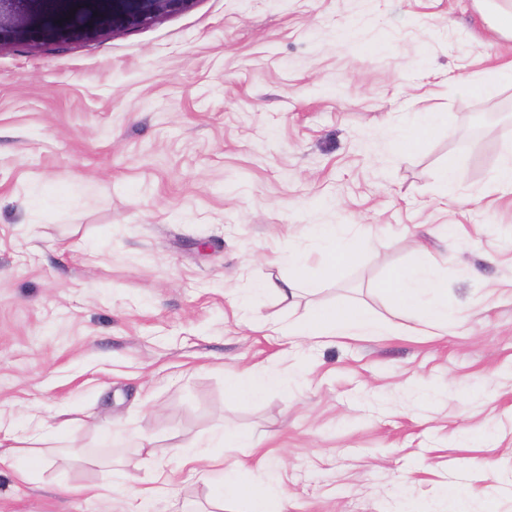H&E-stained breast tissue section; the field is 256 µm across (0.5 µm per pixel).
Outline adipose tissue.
I'll list each match as a JSON object with an SVG mask.
<instances>
[{"instance_id":"adipose-tissue-1","label":"adipose tissue","mask_w":512,"mask_h":512,"mask_svg":"<svg viewBox=\"0 0 512 512\" xmlns=\"http://www.w3.org/2000/svg\"><path fill=\"white\" fill-rule=\"evenodd\" d=\"M366 239L365 231H351L343 224L316 226L311 240L321 261L323 278L334 279L338 265L354 263ZM383 292L403 317L436 330L438 335H446L449 327L463 320L461 311L448 306L446 285L428 275L424 262L395 271ZM258 328L269 336L287 334L298 339H311L377 335L385 326L363 305L349 302L338 306H312L304 318L285 328L269 322L259 323ZM279 383V377L268 372H232L226 377L225 390L233 399L250 400ZM251 475V468L242 462L226 473L223 485L212 495L213 512H223L224 503L229 499L244 500V512H286L284 501L273 492L271 483H256L251 489H244V481Z\"/></svg>"}]
</instances>
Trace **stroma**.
I'll use <instances>...</instances> for the list:
<instances>
[{"label":"stroma","mask_w":512,"mask_h":512,"mask_svg":"<svg viewBox=\"0 0 512 512\" xmlns=\"http://www.w3.org/2000/svg\"><path fill=\"white\" fill-rule=\"evenodd\" d=\"M510 60L475 0H195L1 37L0 423L54 463L0 467V512H205L238 462L287 512H512V84L460 87ZM419 112L444 122L403 150ZM318 224L370 226L357 263L294 304L253 292ZM420 245L465 314L445 336L393 334L379 289ZM245 295L282 326L356 299L390 330L299 347ZM249 368L284 387L228 397ZM190 443L216 473L179 466ZM158 464L178 499H137Z\"/></svg>","instance_id":"obj_1"}]
</instances>
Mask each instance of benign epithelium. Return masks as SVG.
Instances as JSON below:
<instances>
[{"instance_id": "7a95c632", "label": "benign epithelium", "mask_w": 512, "mask_h": 512, "mask_svg": "<svg viewBox=\"0 0 512 512\" xmlns=\"http://www.w3.org/2000/svg\"><path fill=\"white\" fill-rule=\"evenodd\" d=\"M194 0H0V20L9 15L21 27L19 39L48 41L80 27L105 31L117 23L158 17L175 4Z\"/></svg>"}]
</instances>
